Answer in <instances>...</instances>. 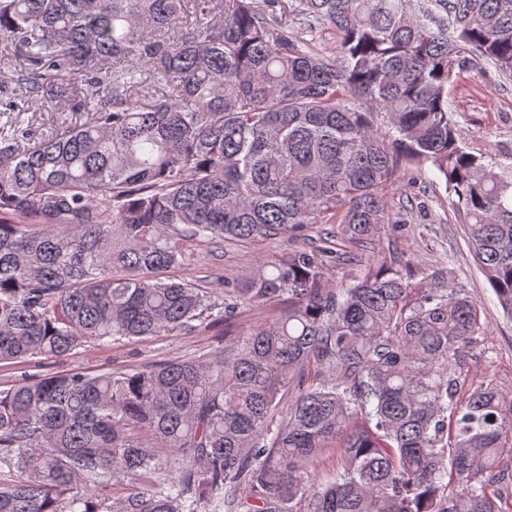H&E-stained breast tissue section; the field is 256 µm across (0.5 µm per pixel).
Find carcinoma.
I'll list each match as a JSON object with an SVG mask.
<instances>
[{
  "instance_id": "obj_1",
  "label": "carcinoma",
  "mask_w": 512,
  "mask_h": 512,
  "mask_svg": "<svg viewBox=\"0 0 512 512\" xmlns=\"http://www.w3.org/2000/svg\"><path fill=\"white\" fill-rule=\"evenodd\" d=\"M5 33L14 84L79 121L0 129V363L291 307L207 361L0 389V512H504L512 397H459L479 303L394 249L336 290L320 269L394 227L411 163L443 178L512 317V162L468 152L448 110L466 66L512 77V0H0ZM312 224L337 230L221 304L170 276L194 243ZM325 448L340 471L315 490ZM112 476L143 489L106 507Z\"/></svg>"
}]
</instances>
